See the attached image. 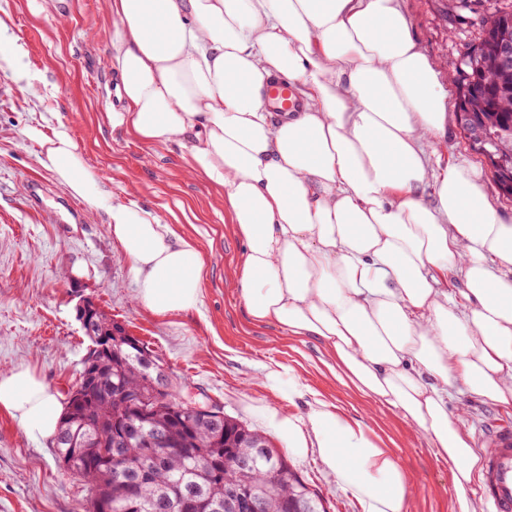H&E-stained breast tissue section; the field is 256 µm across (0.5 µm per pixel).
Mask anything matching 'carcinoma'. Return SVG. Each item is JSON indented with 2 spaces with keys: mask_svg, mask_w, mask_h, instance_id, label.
Here are the masks:
<instances>
[{
  "mask_svg": "<svg viewBox=\"0 0 512 512\" xmlns=\"http://www.w3.org/2000/svg\"><path fill=\"white\" fill-rule=\"evenodd\" d=\"M453 7L478 15L483 26L491 30L512 34L511 2L456 0ZM453 78L462 85L473 80L490 83V97L474 105V115L499 132L504 164L491 166V173L498 184L508 181L512 178V72L499 79L492 68H476L468 57ZM94 319L96 331L90 337L94 350L81 362L79 381L86 383L84 394L80 403L74 404L72 393H67L54 436L58 440L55 457L64 470L85 482L91 512H127L131 505V477L143 461L144 449L132 443L125 458L113 459L112 424L142 414L167 428L171 441L181 447L155 450L161 460L138 486L136 512H180L176 488L184 496L222 503L224 487L232 485L257 494L263 501V512H290L284 507L285 500L303 490L318 512H326L321 492L311 488L294 468H289L290 480L272 489L266 467L242 468L229 462L250 455L245 443L262 436L261 432L226 415L224 441H213L175 382L169 403H154V385L139 363L138 350L112 339L116 322L102 310H96ZM73 433L84 440L85 447H71Z\"/></svg>",
  "mask_w": 512,
  "mask_h": 512,
  "instance_id": "obj_1",
  "label": "carcinoma"
}]
</instances>
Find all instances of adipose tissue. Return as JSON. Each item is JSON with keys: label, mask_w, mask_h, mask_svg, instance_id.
<instances>
[{"label": "adipose tissue", "mask_w": 512, "mask_h": 512, "mask_svg": "<svg viewBox=\"0 0 512 512\" xmlns=\"http://www.w3.org/2000/svg\"><path fill=\"white\" fill-rule=\"evenodd\" d=\"M112 125L143 144H190L244 252L233 274L251 324L322 342L345 386L423 432L456 491L482 454L448 412L468 395L512 412V222L475 170L426 144L444 85L397 0H110ZM0 72L31 84L27 51L0 20ZM286 79L303 102L269 110ZM40 165L101 210L156 316L197 309L203 260L176 225L113 205L66 126L28 127ZM459 270L463 288H447ZM60 394L28 367L0 372V411L52 439ZM294 457L317 453L362 512H408L405 471L322 400L260 409Z\"/></svg>", "instance_id": "1"}]
</instances>
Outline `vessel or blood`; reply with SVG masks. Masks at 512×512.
I'll return each instance as SVG.
<instances>
[{"instance_id":"vessel-or-blood-1","label":"vessel or blood","mask_w":512,"mask_h":512,"mask_svg":"<svg viewBox=\"0 0 512 512\" xmlns=\"http://www.w3.org/2000/svg\"><path fill=\"white\" fill-rule=\"evenodd\" d=\"M268 103L275 112H296L301 107L291 86L281 79L270 83ZM487 440L490 452L478 486L480 496L489 512H512V424L491 426Z\"/></svg>"}]
</instances>
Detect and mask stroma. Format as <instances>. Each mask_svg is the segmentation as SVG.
I'll list each match as a JSON object with an SVG mask.
<instances>
[{
	"label": "stroma",
	"instance_id": "1",
	"mask_svg": "<svg viewBox=\"0 0 512 512\" xmlns=\"http://www.w3.org/2000/svg\"><path fill=\"white\" fill-rule=\"evenodd\" d=\"M398 5L418 48L441 71H451L478 40L476 16L449 9L448 0H398ZM0 18L25 44L30 69L39 76L24 91L0 73V372L28 366L56 390L67 391L78 381L90 345L76 317L80 301L88 297L130 335L149 343L185 392L220 400L226 414L263 432L275 448L280 438L253 409L267 405L305 413L306 400L289 401L287 393L261 383L267 368H289L306 389V399L336 407L395 454L408 479L409 512H452V478L422 432L380 402L341 385L326 366L323 344L248 322L239 286L229 274L244 246L224 220L223 203L192 171L187 148L147 146L113 129L110 0H71L64 13L57 0H0ZM48 83L56 86V95L46 93ZM445 91V125L433 150L445 161L473 166L490 202L511 220L512 198L500 194L458 124L455 85ZM61 124L86 163L101 173L113 204L139 205L195 242L205 265L199 309L156 317L137 303L129 264L102 211L83 203L81 223H53V211L72 197L40 166V148L23 132L39 125L49 135ZM32 179L43 186L38 208L24 194ZM449 411L476 448L486 444L491 422H512V413L473 397L450 404ZM293 465L322 493L328 512H361L316 455L294 459ZM88 510L82 481L60 467L50 442L28 435L0 412V512Z\"/></svg>",
	"mask_w": 512,
	"mask_h": 512
}]
</instances>
